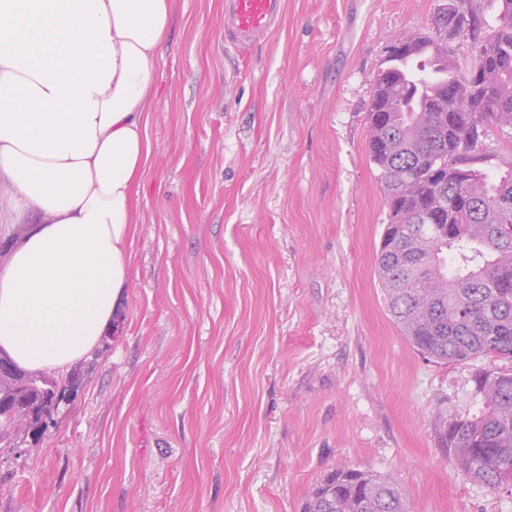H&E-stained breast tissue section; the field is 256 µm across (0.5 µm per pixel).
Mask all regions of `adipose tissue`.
<instances>
[{
    "mask_svg": "<svg viewBox=\"0 0 512 512\" xmlns=\"http://www.w3.org/2000/svg\"><path fill=\"white\" fill-rule=\"evenodd\" d=\"M172 0H0V351L65 373L129 285Z\"/></svg>",
    "mask_w": 512,
    "mask_h": 512,
    "instance_id": "obj_1",
    "label": "adipose tissue"
}]
</instances>
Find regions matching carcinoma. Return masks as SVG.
I'll list each match as a JSON object with an SVG mask.
<instances>
[{
  "instance_id": "1",
  "label": "carcinoma",
  "mask_w": 512,
  "mask_h": 512,
  "mask_svg": "<svg viewBox=\"0 0 512 512\" xmlns=\"http://www.w3.org/2000/svg\"><path fill=\"white\" fill-rule=\"evenodd\" d=\"M497 25L481 0H448L434 24L475 51L461 72L448 43L398 40L389 60L431 47L424 68L451 83L380 71L368 113L367 151L388 211L376 268L385 303L411 346L437 363L512 359V163L489 167L485 139L512 129V0H499ZM477 102L469 112L461 103ZM30 386L0 369V440L29 433L58 408L60 382L40 371ZM470 407L440 420L439 446L465 477L512 494V368L478 367ZM298 512H411L405 489L355 465L335 468L304 495Z\"/></svg>"
}]
</instances>
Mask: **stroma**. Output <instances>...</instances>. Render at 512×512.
<instances>
[{
    "mask_svg": "<svg viewBox=\"0 0 512 512\" xmlns=\"http://www.w3.org/2000/svg\"><path fill=\"white\" fill-rule=\"evenodd\" d=\"M443 0H283L256 45L224 0H173L115 330L40 435L0 445V512H296L326 471L413 512H512L437 444L472 365L417 355L376 272L374 77Z\"/></svg>",
    "mask_w": 512,
    "mask_h": 512,
    "instance_id": "obj_1",
    "label": "stroma"
}]
</instances>
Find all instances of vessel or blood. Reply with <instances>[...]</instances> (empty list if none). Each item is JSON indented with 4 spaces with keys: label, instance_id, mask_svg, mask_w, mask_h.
Instances as JSON below:
<instances>
[{
    "label": "vessel or blood",
    "instance_id": "vessel-or-blood-1",
    "mask_svg": "<svg viewBox=\"0 0 512 512\" xmlns=\"http://www.w3.org/2000/svg\"><path fill=\"white\" fill-rule=\"evenodd\" d=\"M282 0H226L224 30L234 44L255 43L275 27Z\"/></svg>",
    "mask_w": 512,
    "mask_h": 512
}]
</instances>
